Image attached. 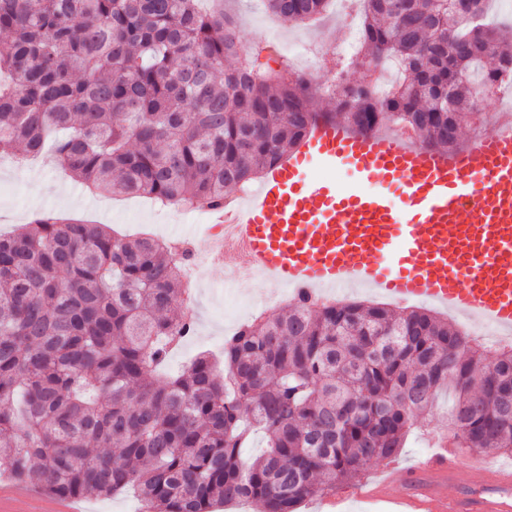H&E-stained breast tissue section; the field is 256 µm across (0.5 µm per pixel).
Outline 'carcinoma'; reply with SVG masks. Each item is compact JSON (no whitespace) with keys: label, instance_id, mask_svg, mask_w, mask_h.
<instances>
[{"label":"carcinoma","instance_id":"carcinoma-1","mask_svg":"<svg viewBox=\"0 0 512 512\" xmlns=\"http://www.w3.org/2000/svg\"><path fill=\"white\" fill-rule=\"evenodd\" d=\"M264 2L301 24L331 0ZM363 2L364 54L332 76L334 111L319 113L312 80L258 66L198 0H0V154L51 148L95 191L200 208L272 171L320 121L456 149L448 114L469 123L480 95L512 81L508 29L457 19L448 0H409L403 24L387 0ZM448 23L487 42L497 66L446 55ZM389 60L400 78L384 97L353 83L351 70ZM186 260L51 215L0 235V473L60 498L132 492L140 512H299L396 458L442 391L452 447L512 452V347L471 342L422 308L299 297L224 340V373L200 354L159 377L170 343L195 331L176 310ZM254 430L267 450L245 462Z\"/></svg>","mask_w":512,"mask_h":512}]
</instances>
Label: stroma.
Wrapping results in <instances>:
<instances>
[{
	"label": "stroma",
	"mask_w": 512,
	"mask_h": 512,
	"mask_svg": "<svg viewBox=\"0 0 512 512\" xmlns=\"http://www.w3.org/2000/svg\"><path fill=\"white\" fill-rule=\"evenodd\" d=\"M224 9L234 15L246 53L261 46L276 48L277 55L269 63L273 70L294 68L301 59L313 55L317 58L314 79L324 83L346 63L338 50L349 42L350 34L338 8H330L320 20L306 25L279 21L266 11L262 0H225ZM43 213L105 224L123 234L146 233L177 241L183 238V228L190 226L201 252L207 249L211 228L207 213L201 210L161 209L143 197L91 193L50 157L25 168L1 159L0 233L14 232ZM226 279L223 263L213 261L205 267L193 305L196 334L169 356L165 371H183L202 351L222 357L225 336L264 312L268 301L283 293L282 288L257 279L239 295L225 288ZM450 405V396H440L431 412L421 415V429L410 435L395 460L398 469L411 468L438 451L441 438L448 432Z\"/></svg>",
	"instance_id": "stroma-1"
}]
</instances>
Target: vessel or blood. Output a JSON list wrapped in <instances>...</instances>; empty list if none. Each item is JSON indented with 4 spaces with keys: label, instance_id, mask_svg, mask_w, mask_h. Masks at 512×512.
Returning a JSON list of instances; mask_svg holds the SVG:
<instances>
[{
    "label": "vessel or blood",
    "instance_id": "b4317fda",
    "mask_svg": "<svg viewBox=\"0 0 512 512\" xmlns=\"http://www.w3.org/2000/svg\"><path fill=\"white\" fill-rule=\"evenodd\" d=\"M461 151L426 150L400 134H355L319 123L295 155L244 203L214 207L228 259L316 298L361 285L429 301L512 334V121ZM349 169L350 184L313 180L311 168ZM456 449L395 474L371 498L405 512H512V469L483 468L480 486Z\"/></svg>",
    "mask_w": 512,
    "mask_h": 512
}]
</instances>
